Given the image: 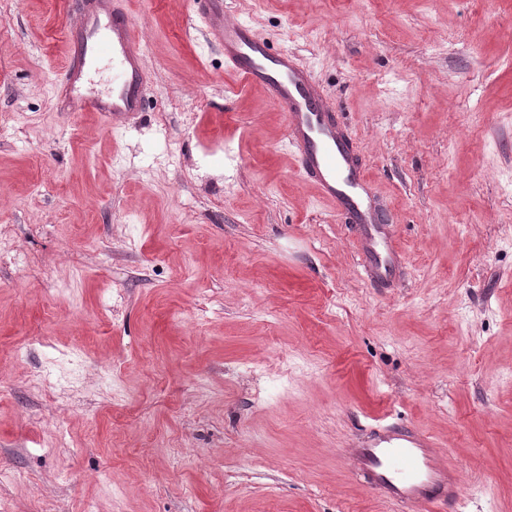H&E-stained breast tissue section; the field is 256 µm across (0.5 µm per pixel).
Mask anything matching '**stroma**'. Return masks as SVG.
I'll return each mask as SVG.
<instances>
[{"instance_id": "1", "label": "stroma", "mask_w": 512, "mask_h": 512, "mask_svg": "<svg viewBox=\"0 0 512 512\" xmlns=\"http://www.w3.org/2000/svg\"><path fill=\"white\" fill-rule=\"evenodd\" d=\"M119 128L60 111L65 0H0V512H401L338 457L385 415L512 512V0H236L387 197L366 280L285 121L140 0Z\"/></svg>"}]
</instances>
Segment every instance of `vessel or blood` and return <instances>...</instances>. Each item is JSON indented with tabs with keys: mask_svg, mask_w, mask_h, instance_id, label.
Segmentation results:
<instances>
[{
	"mask_svg": "<svg viewBox=\"0 0 512 512\" xmlns=\"http://www.w3.org/2000/svg\"><path fill=\"white\" fill-rule=\"evenodd\" d=\"M122 0H75V20L65 39L67 62L56 79L62 111L107 118L120 125L141 112L144 55L136 22ZM204 23L206 42L224 50L225 64L250 86L261 88L285 118L286 139L305 182L353 225L368 280L394 282L401 266L393 228L350 138L318 88L310 70L291 52L273 50L250 25L229 17L228 0H187ZM112 72L111 86L99 90L101 65ZM349 472L363 478L380 501L403 512H431L458 503V466L442 460L430 437L389 422H378L341 453Z\"/></svg>",
	"mask_w": 512,
	"mask_h": 512,
	"instance_id": "obj_1",
	"label": "vessel or blood"
}]
</instances>
